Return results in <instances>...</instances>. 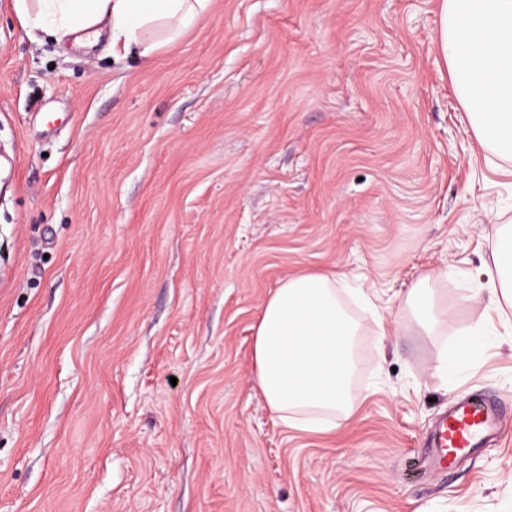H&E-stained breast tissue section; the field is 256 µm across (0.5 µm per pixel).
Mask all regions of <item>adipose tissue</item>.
<instances>
[{"instance_id": "obj_1", "label": "adipose tissue", "mask_w": 512, "mask_h": 512, "mask_svg": "<svg viewBox=\"0 0 512 512\" xmlns=\"http://www.w3.org/2000/svg\"><path fill=\"white\" fill-rule=\"evenodd\" d=\"M211 0H13L20 22L56 41H96L110 32L113 49L150 57L153 28L166 42L208 11ZM437 52L472 135L486 157L512 162V0H437ZM489 303L512 308V229L497 232L487 270ZM346 277L303 272L284 278L254 327V382L267 406L290 428L327 431L356 411L354 381L362 323L343 300ZM406 306L415 327L437 335L448 307L434 289H411Z\"/></svg>"}]
</instances>
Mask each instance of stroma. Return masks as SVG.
Listing matches in <instances>:
<instances>
[{
	"label": "stroma",
	"mask_w": 512,
	"mask_h": 512,
	"mask_svg": "<svg viewBox=\"0 0 512 512\" xmlns=\"http://www.w3.org/2000/svg\"><path fill=\"white\" fill-rule=\"evenodd\" d=\"M436 0H212L148 58L56 42L0 0V512H512V331L457 367L512 175L435 48ZM346 274L359 408L279 424L254 326ZM430 276L439 336L380 332ZM506 433L423 471L465 394Z\"/></svg>",
	"instance_id": "obj_1"
}]
</instances>
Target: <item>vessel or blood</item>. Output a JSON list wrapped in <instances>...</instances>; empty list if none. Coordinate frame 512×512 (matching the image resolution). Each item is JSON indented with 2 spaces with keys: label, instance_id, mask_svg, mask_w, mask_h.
Masks as SVG:
<instances>
[{
  "label": "vessel or blood",
  "instance_id": "vessel-or-blood-1",
  "mask_svg": "<svg viewBox=\"0 0 512 512\" xmlns=\"http://www.w3.org/2000/svg\"><path fill=\"white\" fill-rule=\"evenodd\" d=\"M500 404L481 395L457 400L430 431L428 446L434 467L447 469L462 457L497 442L504 427Z\"/></svg>",
  "mask_w": 512,
  "mask_h": 512
}]
</instances>
